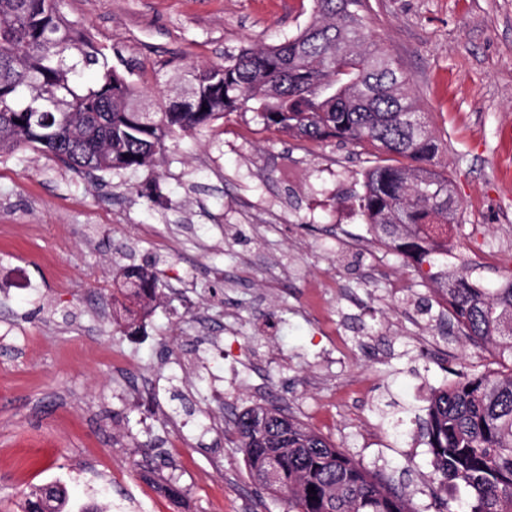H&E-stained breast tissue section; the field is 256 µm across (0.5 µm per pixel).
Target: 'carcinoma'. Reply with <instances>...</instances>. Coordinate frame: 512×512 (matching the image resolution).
<instances>
[{
    "mask_svg": "<svg viewBox=\"0 0 512 512\" xmlns=\"http://www.w3.org/2000/svg\"><path fill=\"white\" fill-rule=\"evenodd\" d=\"M63 0H0V153L30 148L85 172L152 169L168 141L232 112H251L266 131L337 139L386 156L363 174L358 210L375 239L436 286L453 326L499 368L458 374L435 390L418 419L430 448L432 493L462 488L446 512H512V274L484 286L480 267L448 246L461 208L448 177L431 168L437 143L410 79L381 46L367 0H311L309 22L281 43L243 49L224 62L191 65L167 83L180 100L162 107L112 64L108 48L69 21ZM96 71L94 84L81 77ZM125 299L148 311L160 280L144 266L117 270ZM233 420L251 476L288 502V512H415L406 494L304 423L269 437L253 414ZM315 490L316 494L309 493ZM60 485L38 487L23 512H65Z\"/></svg>",
    "mask_w": 512,
    "mask_h": 512,
    "instance_id": "carcinoma-1",
    "label": "carcinoma"
}]
</instances>
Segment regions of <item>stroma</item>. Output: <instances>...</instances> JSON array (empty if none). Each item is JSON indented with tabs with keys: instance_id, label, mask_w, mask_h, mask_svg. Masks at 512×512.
I'll return each instance as SVG.
<instances>
[{
	"instance_id": "stroma-1",
	"label": "stroma",
	"mask_w": 512,
	"mask_h": 512,
	"mask_svg": "<svg viewBox=\"0 0 512 512\" xmlns=\"http://www.w3.org/2000/svg\"><path fill=\"white\" fill-rule=\"evenodd\" d=\"M371 28L429 116L461 203L448 242L512 274V0H369ZM310 0H65L112 62L156 91L173 70L264 48ZM377 158L233 113L152 170L75 173L0 154V512L59 482L72 512H287L251 477L232 421L280 408L438 512L418 430L471 346L434 286L374 242L356 204ZM163 284L133 328L122 266ZM402 419L395 438L388 416ZM175 481L173 501L160 490Z\"/></svg>"
}]
</instances>
